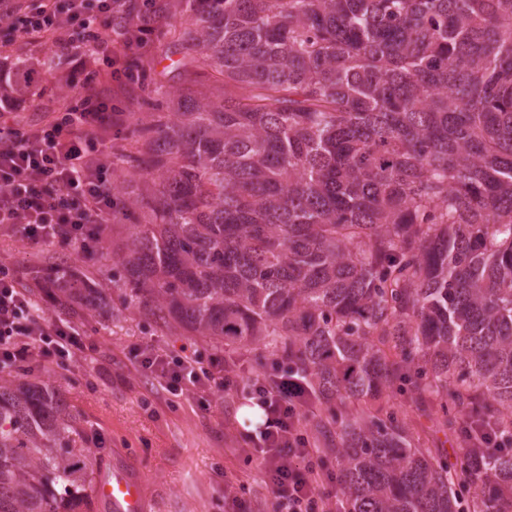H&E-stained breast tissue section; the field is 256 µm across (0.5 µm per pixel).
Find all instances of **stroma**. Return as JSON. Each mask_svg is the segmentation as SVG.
Here are the masks:
<instances>
[{
    "instance_id": "obj_1",
    "label": "stroma",
    "mask_w": 512,
    "mask_h": 512,
    "mask_svg": "<svg viewBox=\"0 0 512 512\" xmlns=\"http://www.w3.org/2000/svg\"><path fill=\"white\" fill-rule=\"evenodd\" d=\"M76 326L88 345L81 363L71 369H46L40 378L81 412L86 431L104 436L95 478L110 474L117 463L143 479L146 512H233L224 496L228 482L238 488L250 512H272L261 456L243 453L247 435L256 426L244 415L249 399L224 395L206 411L189 397L150 389L147 381L127 372L126 354L137 341L198 349L203 341L162 331L134 310L109 320L88 311ZM103 363L111 365V377L93 378L95 367ZM144 394L151 402L146 409L139 403ZM389 400L401 405L414 441L457 454L456 441L438 430L436 408L419 411L404 405L396 393Z\"/></svg>"
}]
</instances>
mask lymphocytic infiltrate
<instances>
[{"label":"lymphocytic infiltrate","instance_id":"lymphocytic-infiltrate-1","mask_svg":"<svg viewBox=\"0 0 512 512\" xmlns=\"http://www.w3.org/2000/svg\"><path fill=\"white\" fill-rule=\"evenodd\" d=\"M123 27L112 24L116 13ZM161 14L154 0H0V54L22 45L49 46L58 66L80 76L66 98L43 105L40 122L24 123L17 109L0 111V235L21 234L28 244L88 255L107 238L112 221V134L128 121L123 107L140 87L144 62ZM20 269L0 260V371L64 366L86 349L67 304L55 315L40 310L19 285ZM136 375L204 409L219 394L244 392L266 419L257 434L273 512H331L313 462L317 450L305 427L295 378L243 379L223 351L201 354L187 346L140 341L130 348Z\"/></svg>","mask_w":512,"mask_h":512}]
</instances>
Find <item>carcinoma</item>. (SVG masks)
I'll return each mask as SVG.
<instances>
[{
  "mask_svg": "<svg viewBox=\"0 0 512 512\" xmlns=\"http://www.w3.org/2000/svg\"><path fill=\"white\" fill-rule=\"evenodd\" d=\"M168 0L176 90L112 165V240L49 294L135 309L307 384L343 512H512L412 444L394 391L512 442V0ZM0 375V512H91L53 387ZM512 479V450L491 459Z\"/></svg>",
  "mask_w": 512,
  "mask_h": 512,
  "instance_id": "cac0c4a2",
  "label": "carcinoma"
}]
</instances>
